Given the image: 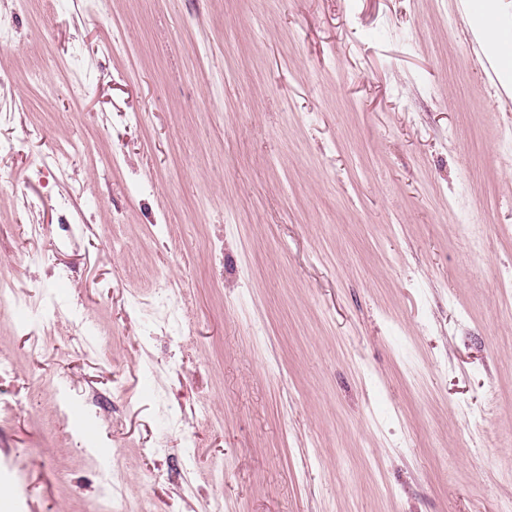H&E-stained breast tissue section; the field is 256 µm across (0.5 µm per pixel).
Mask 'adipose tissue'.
Returning <instances> with one entry per match:
<instances>
[{
    "mask_svg": "<svg viewBox=\"0 0 512 512\" xmlns=\"http://www.w3.org/2000/svg\"><path fill=\"white\" fill-rule=\"evenodd\" d=\"M469 20L501 83L512 84V0H472Z\"/></svg>",
    "mask_w": 512,
    "mask_h": 512,
    "instance_id": "adipose-tissue-1",
    "label": "adipose tissue"
}]
</instances>
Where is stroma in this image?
Instances as JSON below:
<instances>
[{"label": "stroma", "mask_w": 512, "mask_h": 512, "mask_svg": "<svg viewBox=\"0 0 512 512\" xmlns=\"http://www.w3.org/2000/svg\"><path fill=\"white\" fill-rule=\"evenodd\" d=\"M457 6L0 0V512H512V90Z\"/></svg>", "instance_id": "obj_1"}]
</instances>
